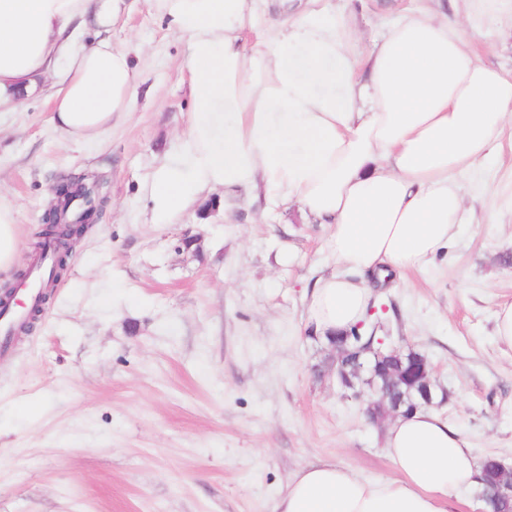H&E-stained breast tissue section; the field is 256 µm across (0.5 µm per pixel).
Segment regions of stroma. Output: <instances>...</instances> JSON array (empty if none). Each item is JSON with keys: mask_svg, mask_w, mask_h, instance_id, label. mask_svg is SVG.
<instances>
[{"mask_svg": "<svg viewBox=\"0 0 512 512\" xmlns=\"http://www.w3.org/2000/svg\"><path fill=\"white\" fill-rule=\"evenodd\" d=\"M368 48L410 10L463 16L471 0H335ZM101 37L130 51L138 101L96 140L63 139L50 81L0 105V196L16 208L15 284L38 257L53 188L98 175L106 203L72 248L28 331L0 354V512H273L300 467L333 461L369 480L394 477L362 400L322 367L308 295L334 269L329 230L297 203L204 193L168 223L151 186L180 150L193 110L185 39L145 0ZM512 71V19H484L470 40ZM474 221L425 271L367 279L370 323L429 360L449 393L440 414L476 460H512V349L495 312L512 301V223L488 213L512 198V149L462 183Z\"/></svg>", "mask_w": 512, "mask_h": 512, "instance_id": "1", "label": "stroma"}]
</instances>
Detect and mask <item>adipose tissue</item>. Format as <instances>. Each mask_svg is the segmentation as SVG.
<instances>
[{"instance_id": "obj_1", "label": "adipose tissue", "mask_w": 512, "mask_h": 512, "mask_svg": "<svg viewBox=\"0 0 512 512\" xmlns=\"http://www.w3.org/2000/svg\"><path fill=\"white\" fill-rule=\"evenodd\" d=\"M189 45L194 112L182 150L152 184L157 220L207 189L263 190L328 225L343 274L320 277L308 317L320 337L360 321L372 292L358 279L389 265L427 268L469 215L460 179L477 183L512 124V74L479 62L460 21L407 13L365 56L331 0L265 25L268 0H146ZM123 0H0V103L53 77L62 136H99L134 111L129 52L76 44L89 13L118 19ZM256 35L253 44L243 36ZM395 477L372 481L319 462L292 476L274 512H459L481 469L439 413L398 416L383 434Z\"/></svg>"}]
</instances>
